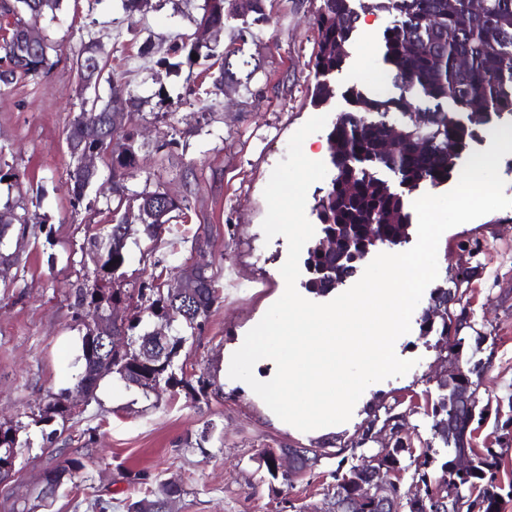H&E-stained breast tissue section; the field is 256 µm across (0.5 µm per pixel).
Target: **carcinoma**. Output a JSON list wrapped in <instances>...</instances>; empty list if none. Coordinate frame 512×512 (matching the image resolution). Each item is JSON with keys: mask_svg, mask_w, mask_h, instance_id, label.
Listing matches in <instances>:
<instances>
[{"mask_svg": "<svg viewBox=\"0 0 512 512\" xmlns=\"http://www.w3.org/2000/svg\"><path fill=\"white\" fill-rule=\"evenodd\" d=\"M352 0H322L315 25L317 49L314 69L317 78L315 91L327 100L334 95L332 78L349 57V47L358 30L360 14L351 6ZM255 8L247 20L232 26L227 21L236 17L235 0H203L200 17L194 26L204 24L228 27V44L201 43L180 33L168 44L165 56L157 63L170 68H193L200 60L213 61V94L224 93L231 87L246 95L252 94L251 82L261 69L260 59L246 53L249 42L256 37L255 28L273 22L266 12V0H254ZM63 0H3L0 12L14 17L11 36L0 43V83L8 86L27 77L47 73L53 66L44 44L40 52L21 60L24 53L22 35L38 18L61 10ZM122 7L131 17L127 33L138 37V24L147 19L153 8L151 0H122ZM384 8L396 16L395 24L383 33V62L396 95L370 93L352 89L348 101L352 108L342 112L327 135L328 163L340 171L352 160L356 171L346 178H332L325 193L316 203V217L320 224H378L389 237V244L397 246L405 241L411 214L407 195L415 189L439 186L448 181L456 160L474 136L475 128L491 118L512 120V0H367L366 9ZM101 42L91 39L84 43L78 57L89 73L79 78L80 91L85 82L106 81L117 95L124 87L113 82L112 72L106 71L108 60L98 56ZM197 59H192V55ZM467 112L470 125L463 126L451 120L448 109ZM390 114L399 115V132L372 128L365 122H380ZM424 134L418 135L417 128ZM70 143L72 165L69 169L72 205L83 203L89 187L97 175L86 172L80 164L78 150L94 149L107 158L112 169L113 193L117 204L108 209L106 234L94 232L85 236L86 251L97 258L99 274L80 284L74 291L73 307L85 328L81 339L82 364L74 374L72 386L54 395L40 414V419H62L70 414L72 405L94 399V391L103 379L98 364L105 344L98 341L97 327L89 321L98 312L114 302H124L130 308L127 324L112 329V375L128 389L134 388L148 397L158 392V385L181 387L193 393L203 391L209 382L203 376L196 380L177 376L175 359L181 350L202 329L211 309L220 299L215 274L209 270L186 287L173 291L159 284L144 283L133 294L115 287L116 274L127 259L126 245L131 236L139 234L153 243L158 240L165 225L187 218L188 203L182 197L163 202L159 190H130L124 179L139 171V145L131 129L117 130L112 126L109 102L97 98L92 102L81 100L80 111L65 131ZM392 161L399 169L403 188L397 190L380 178L373 161ZM3 215L20 230L33 223L29 210L20 202L6 200ZM138 228H132V225ZM161 326L165 339L149 338L152 328ZM422 329L435 332L438 343L446 351L450 362L463 358L464 349L479 350L483 337H468L462 332L471 325L451 312L440 316V322L424 317ZM454 336H448V333ZM482 362L473 367L455 370L437 378L439 391L431 411L433 438L442 444V453L431 457L427 453L409 455L404 463L405 448L395 440L393 448L379 458L374 453L356 454L357 448L371 439V429L364 430L359 442L338 453L350 452L357 463L348 469L337 466L332 473L334 484L327 490L328 512H351L350 503L358 491H367L379 478L381 469L399 472L412 471V479L419 486L417 495L407 498L401 488L393 490V503L384 509L369 500L359 512H500L497 498L512 495V483L502 487L499 468L507 449L472 447L473 424L483 419V412L467 420L457 415L456 399L472 390L471 376L484 370ZM22 442L10 428H0V477H8ZM473 454V468L462 477L454 468L456 456L463 452ZM288 453L296 475H302L317 465L319 455L310 448H266L258 453V468L286 487L295 479L271 468L278 455ZM84 464L77 458L67 459L44 471V483L36 499L46 502L64 485L75 483ZM440 469L448 481H458L464 488L474 486L477 495H464L462 503L445 501L435 491L439 481L434 471ZM179 485L161 483L156 491L139 498L128 499L126 512H167V503L183 495Z\"/></svg>", "mask_w": 512, "mask_h": 512, "instance_id": "cac0c4a2", "label": "carcinoma"}]
</instances>
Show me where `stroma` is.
Returning a JSON list of instances; mask_svg holds the SVG:
<instances>
[{
	"label": "stroma",
	"instance_id": "stroma-1",
	"mask_svg": "<svg viewBox=\"0 0 512 512\" xmlns=\"http://www.w3.org/2000/svg\"><path fill=\"white\" fill-rule=\"evenodd\" d=\"M320 0H274L276 24L257 29L248 51L263 64L254 93L224 95L207 115L182 105L166 118L167 97L192 85L197 97L211 89L201 66L178 72L137 56L120 0H65L55 19L38 28L52 46L56 64L48 74L0 89V161L21 180L19 192L42 229L11 237L6 252L18 262L0 280V425L13 427L24 447L13 482L0 485V500L22 497L38 487L44 468L67 459L84 467L77 486L59 493L48 512H124L126 498L163 481L183 486L172 512H322L323 489L331 483L339 448L358 440L378 405L396 407L405 421L402 435L416 451H434L427 405L442 369L434 334L422 331L420 315L395 343L400 358L414 360L405 375L371 384L342 424L302 432L281 421L244 382L224 371L227 355L283 294L280 268L288 254L284 237L265 240L263 190L285 159L291 136L311 117L335 120L348 110L347 87L393 93L382 60V37L394 21L380 12L362 14L351 56L336 72L335 95H314V18ZM195 5L177 10L162 0L148 15L157 52L179 33L192 32ZM104 48L115 80L140 98L133 124L142 168L127 179L130 189H166L189 200L188 232L205 231L207 259L221 300L200 333L177 357L189 374L208 370L217 388L194 395L168 388L151 396L105 378L97 399L67 421L43 422L39 411L53 393L70 386L85 332L72 308L73 292L94 277L96 264L81 250L87 229L102 227L108 202L71 207V158L64 132L78 113L80 98L72 68L89 39ZM192 253L171 257L167 241L129 245L119 283L136 288L176 278ZM436 286L466 271L462 284L471 333L482 336L478 359L487 369L476 379L478 407L496 408L500 421H486L472 438L476 448H503L499 477L512 482V208L489 213L446 231L438 247ZM265 448H312L320 461L313 475L292 489L270 481L255 457Z\"/></svg>",
	"mask_w": 512,
	"mask_h": 512
}]
</instances>
